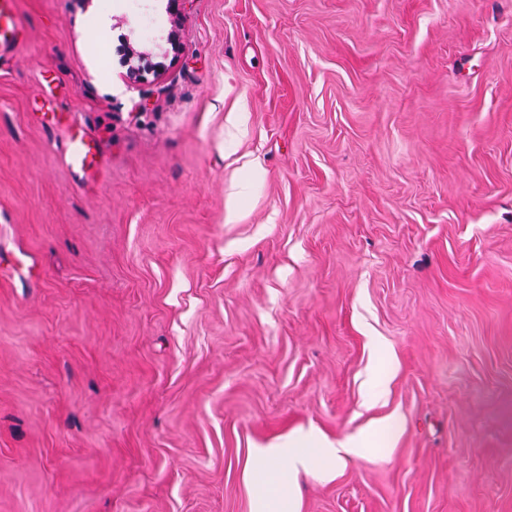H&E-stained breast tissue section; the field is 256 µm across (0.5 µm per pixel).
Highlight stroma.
<instances>
[{
    "instance_id": "35a3bbf8",
    "label": "stroma",
    "mask_w": 512,
    "mask_h": 512,
    "mask_svg": "<svg viewBox=\"0 0 512 512\" xmlns=\"http://www.w3.org/2000/svg\"><path fill=\"white\" fill-rule=\"evenodd\" d=\"M167 3L18 0L0 512H251L309 431L297 512H512V0ZM63 163L74 174H84L96 162V148L85 132L74 129L69 137V148L63 156ZM300 437L312 438L319 446L248 450L244 478L251 494L252 512H284L285 505L288 511H295L302 477L318 475L332 479L337 470L367 458L354 438L331 443L321 441L313 433Z\"/></svg>"
}]
</instances>
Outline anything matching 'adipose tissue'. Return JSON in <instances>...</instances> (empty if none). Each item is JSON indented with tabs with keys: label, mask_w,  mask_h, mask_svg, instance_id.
I'll return each mask as SVG.
<instances>
[{
	"label": "adipose tissue",
	"mask_w": 512,
	"mask_h": 512,
	"mask_svg": "<svg viewBox=\"0 0 512 512\" xmlns=\"http://www.w3.org/2000/svg\"><path fill=\"white\" fill-rule=\"evenodd\" d=\"M356 439L320 442L314 447L252 448L244 470L252 512H285L295 506L300 480L309 475L333 478L337 470L364 458Z\"/></svg>",
	"instance_id": "obj_1"
}]
</instances>
